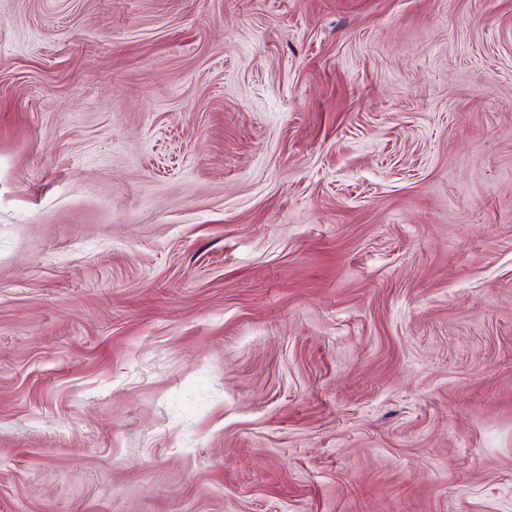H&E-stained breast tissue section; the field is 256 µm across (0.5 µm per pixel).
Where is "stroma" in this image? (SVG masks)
Listing matches in <instances>:
<instances>
[{"label":"stroma","mask_w":512,"mask_h":512,"mask_svg":"<svg viewBox=\"0 0 512 512\" xmlns=\"http://www.w3.org/2000/svg\"><path fill=\"white\" fill-rule=\"evenodd\" d=\"M0 512H512V0H0Z\"/></svg>","instance_id":"35a3bbf8"}]
</instances>
